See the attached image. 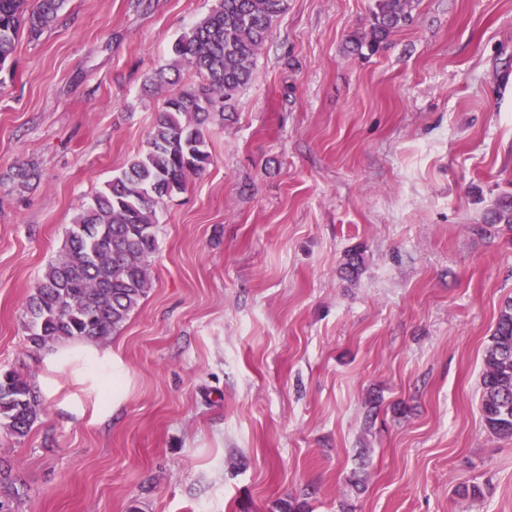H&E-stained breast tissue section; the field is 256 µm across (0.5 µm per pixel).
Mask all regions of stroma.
Listing matches in <instances>:
<instances>
[{
	"instance_id": "35a3bbf8",
	"label": "stroma",
	"mask_w": 512,
	"mask_h": 512,
	"mask_svg": "<svg viewBox=\"0 0 512 512\" xmlns=\"http://www.w3.org/2000/svg\"><path fill=\"white\" fill-rule=\"evenodd\" d=\"M214 3L68 0L0 68V369L53 382L26 437L0 430L16 512H512V439L480 407L512 301L488 221L512 193V0H418L365 56L375 0H288L100 344L118 405L29 349L27 296L146 149L147 80Z\"/></svg>"
}]
</instances>
